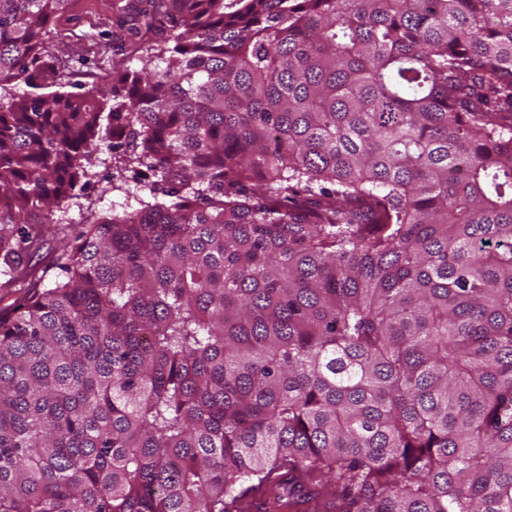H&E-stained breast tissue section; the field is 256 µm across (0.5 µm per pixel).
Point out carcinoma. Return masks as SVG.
<instances>
[{
    "label": "carcinoma",
    "mask_w": 512,
    "mask_h": 512,
    "mask_svg": "<svg viewBox=\"0 0 512 512\" xmlns=\"http://www.w3.org/2000/svg\"><path fill=\"white\" fill-rule=\"evenodd\" d=\"M71 3L0 0V512H512V0H126L80 92ZM95 170L97 174L91 180L90 185L84 191H79L77 188L76 193L80 195L79 198H74L69 201L68 207L66 206L67 203L63 204L64 208L67 207L65 209V213L62 211L56 212L55 218H62L61 222H70V227L73 230L78 228L82 217L87 216L90 210H95L97 213L102 214L112 213L110 212V210H112V201H114L116 205L123 207L115 206V209L119 212H122L123 209L131 212L139 207L134 198L126 201L124 193L117 191L112 192V189H110L111 184L108 183V178H111V175H113V182L115 185L126 182L130 183L133 188L135 184L132 183V179L118 178V173L116 172L115 167H112L110 164L106 167L100 166ZM106 189L107 191L104 192ZM89 203L91 204V208L87 209Z\"/></svg>",
    "instance_id": "carcinoma-1"
}]
</instances>
